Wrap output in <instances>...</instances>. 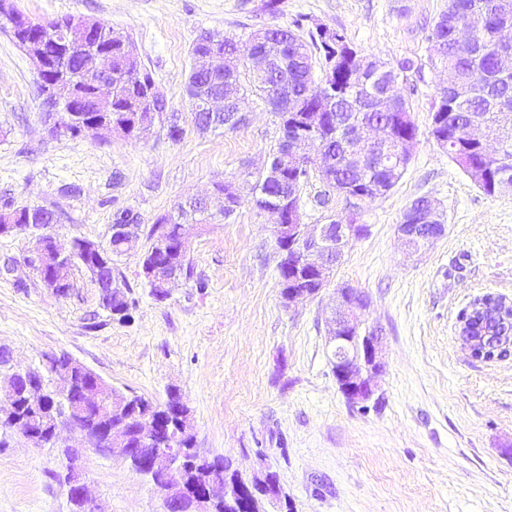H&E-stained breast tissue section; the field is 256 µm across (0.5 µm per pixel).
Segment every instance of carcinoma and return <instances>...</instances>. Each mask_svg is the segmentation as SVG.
Segmentation results:
<instances>
[{"label":"carcinoma","instance_id":"carcinoma-1","mask_svg":"<svg viewBox=\"0 0 512 512\" xmlns=\"http://www.w3.org/2000/svg\"><path fill=\"white\" fill-rule=\"evenodd\" d=\"M475 15L481 17L479 26L471 29L467 42L457 41L456 30L470 25ZM73 16H64L50 23L51 30L43 38V52L52 56L57 51V43L69 38ZM303 29L302 20L293 21V27H272L266 40L258 43L257 48L273 55L271 73L250 75L248 83H243L240 66L218 64L208 74L190 71L186 91L192 104L194 121L202 127L227 126L234 128L238 122H226L225 116L213 118L206 111L207 99L222 96L234 101L251 91L259 96L274 112L278 113L283 131H288V123L295 121L307 126L315 125L316 146L328 148L338 156V168L335 169L336 195L359 194L374 201L377 196L388 193L402 177L406 165L398 164L396 155L403 140L417 139V127L412 120L409 100L396 93L398 83L404 76L415 70V63L403 59L392 65L391 69L377 74L363 68L362 60H354L351 67L355 76L340 68H331L335 44L348 42L343 31L332 29L327 33L320 29L309 32V39L298 34ZM429 41H441L446 44L445 54L438 57L432 66L453 72L458 83L467 89V95L459 97L448 95L442 108L434 109L431 118V134L439 145L448 152V157L464 173L476 169L483 172L478 188L488 195L512 191V72L498 69V58L512 54V15L504 14L495 6V0H452L448 10L442 12L435 21ZM319 68L324 75L319 83L313 81V71ZM112 99L96 103L98 111L112 114L114 122H128L141 112H153L162 115L157 102L149 99L154 88L152 76L142 67L128 61L123 48L112 42ZM69 74L77 87L81 98L91 95L95 79L80 70L79 56L72 57ZM396 94L392 110L375 112L372 110L371 96L375 94ZM478 120L484 127L486 136L507 145L508 159L488 155L478 142L467 139V128L471 120ZM353 122L355 124L376 123L390 129V138L385 146L386 158L379 160L370 157L367 160V172L360 174L345 166L341 159V145L338 129ZM273 159L282 166L281 176L274 180L260 174L253 187V202L260 209H266L288 202V194L299 200L303 183L308 179L307 160L295 161L283 153V147H277ZM218 202L210 203L202 199H191L178 204L175 212L159 217L150 234L149 240L155 241L159 230H167L169 239L176 240L177 223L207 224L214 213L225 217L235 212L240 201L224 200V183L214 187ZM14 211L19 224H55L57 215L43 207H16ZM83 241L75 240L78 265L84 262H98L105 275L118 282L121 295L107 299L99 297L100 306L113 318L125 321L130 318L134 301L129 298L130 289L115 263V258L123 254V245L113 238L109 246L102 248V256L85 257ZM162 261L177 267L185 278L193 277V267L187 253L173 248L161 256L154 252V245L141 257V263ZM461 331L471 341V355L485 361H494L512 355V312L503 306L501 298L487 293L474 300L459 315ZM72 358L66 354L47 357L45 367L33 368L19 374L15 371L7 378L16 393L17 404L14 415L0 413V428L34 430L38 428V414L41 411L54 410L58 423H71L69 407L80 400L81 390L94 387L96 374L93 372L76 373L71 388L50 390V374L70 365ZM133 405L127 413L129 417V445L143 454L162 448L177 446L186 451L191 459L189 468L183 475L188 491L203 483H224L231 479L241 484L246 478L219 458L210 459L200 453L196 447L193 429L182 430V424L176 423L169 428L155 430L148 439L138 438L139 423L145 416H154L179 409L186 414L189 408L180 394L171 392L167 402L155 405L134 395Z\"/></svg>","mask_w":512,"mask_h":512}]
</instances>
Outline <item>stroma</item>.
Masks as SVG:
<instances>
[{
  "instance_id": "obj_1",
  "label": "stroma",
  "mask_w": 512,
  "mask_h": 512,
  "mask_svg": "<svg viewBox=\"0 0 512 512\" xmlns=\"http://www.w3.org/2000/svg\"><path fill=\"white\" fill-rule=\"evenodd\" d=\"M14 3L36 22L84 16L129 34L184 133L171 140L163 119L136 138L51 136L36 67L0 32V205L55 211L50 231L64 245H108L119 211L141 224L117 259L134 301L125 322L101 308L83 267H71L72 288L57 296L24 262L31 237L0 234V347L10 350L13 369L65 353L153 403L179 392L201 452L245 475L276 471L291 512H512V357L475 360L458 335V315L477 297L512 301V192L483 193L429 134L446 73L428 62V35L448 0H282L274 15L265 0ZM300 17L343 29L362 53L419 64L399 87L419 135L398 183L364 204L358 221L367 230L327 288L288 307L273 218L250 194L252 174L282 138L281 120L249 95L243 123L200 129L185 82L200 35L243 46L253 31ZM220 181L239 184L240 206L229 219L188 225L194 277L156 300L140 266L150 228ZM421 196L443 212L447 232L411 257L397 226ZM343 283L368 295L363 318L383 330L385 369L363 409L340 392L328 356L327 322ZM72 470L97 512H166L150 478L64 426L42 446L0 430V512H72Z\"/></svg>"
}]
</instances>
